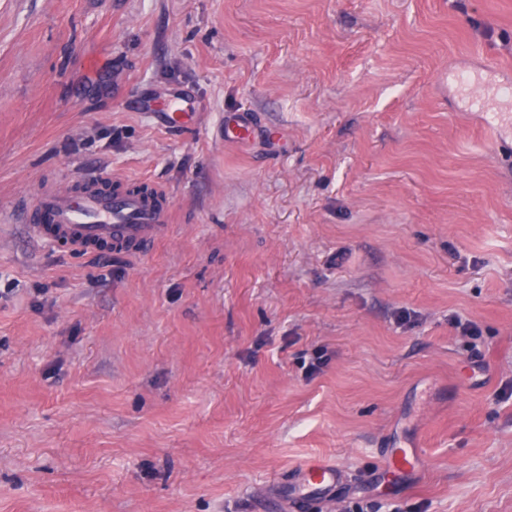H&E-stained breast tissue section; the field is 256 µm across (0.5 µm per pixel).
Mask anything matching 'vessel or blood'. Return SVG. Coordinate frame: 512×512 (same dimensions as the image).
Masks as SVG:
<instances>
[{
    "label": "vessel or blood",
    "mask_w": 512,
    "mask_h": 512,
    "mask_svg": "<svg viewBox=\"0 0 512 512\" xmlns=\"http://www.w3.org/2000/svg\"><path fill=\"white\" fill-rule=\"evenodd\" d=\"M145 107L157 113L168 128L177 129L185 123L192 105L173 93L147 101ZM172 210L168 188L153 183L143 192L98 171L83 175L75 189L41 188L32 198L29 217L40 240L62 245L72 253L96 255L109 250L140 256L165 235ZM422 466V448H391L363 479L398 483ZM348 484L349 473L338 461L316 458L303 462L288 477L278 478L277 498L296 512H322Z\"/></svg>",
    "instance_id": "vessel-or-blood-1"
}]
</instances>
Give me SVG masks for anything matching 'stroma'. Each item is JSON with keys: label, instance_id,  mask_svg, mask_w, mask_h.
<instances>
[{"label": "stroma", "instance_id": "1", "mask_svg": "<svg viewBox=\"0 0 512 512\" xmlns=\"http://www.w3.org/2000/svg\"><path fill=\"white\" fill-rule=\"evenodd\" d=\"M506 79L512 0H0V512H257L319 457L335 512H512ZM91 170L170 189L149 252L6 217ZM145 108L159 115L164 125L170 129L180 128L191 110V102L181 94L173 93L162 99L149 100ZM420 446L389 448L381 463L372 471L366 472L363 482L398 483L418 472L423 466V449Z\"/></svg>", "mask_w": 512, "mask_h": 512}]
</instances>
